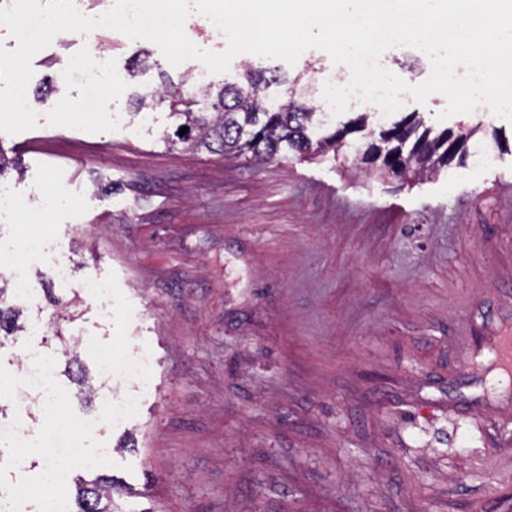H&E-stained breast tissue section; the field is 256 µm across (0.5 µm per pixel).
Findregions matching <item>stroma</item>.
Segmentation results:
<instances>
[{
  "mask_svg": "<svg viewBox=\"0 0 512 512\" xmlns=\"http://www.w3.org/2000/svg\"><path fill=\"white\" fill-rule=\"evenodd\" d=\"M101 48L109 121L81 112L70 74L89 48L63 32L32 60L30 88L53 89L37 127L0 132L20 161L0 174V248L36 237L50 252L29 268L24 317L40 333L0 338V426L24 420L35 444L0 442V492L36 483L70 439L96 451L72 475L130 488L128 512H512V386L478 361L512 332V121L479 108L441 121L443 96H407L401 114L435 130L480 124L465 166L360 170L355 133L339 156L255 167L159 144L166 105L134 113L135 95L190 83L200 61L170 65L118 33ZM247 65L341 72L318 49L293 65L243 53L214 86ZM385 67L412 85L431 71L409 47ZM59 329L92 373L99 352L150 351L128 422L76 434L100 400L65 375ZM30 348L53 360L59 403L20 388Z\"/></svg>",
  "mask_w": 512,
  "mask_h": 512,
  "instance_id": "obj_1",
  "label": "stroma"
}]
</instances>
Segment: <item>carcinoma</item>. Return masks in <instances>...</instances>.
Listing matches in <instances>:
<instances>
[{
	"label": "carcinoma",
	"instance_id": "obj_1",
	"mask_svg": "<svg viewBox=\"0 0 512 512\" xmlns=\"http://www.w3.org/2000/svg\"><path fill=\"white\" fill-rule=\"evenodd\" d=\"M241 84H226L219 89L211 111L197 112L196 95L209 96L211 86L174 94L157 88L135 100L136 111L168 103L169 115L177 121L173 131L162 132L161 142L171 148L206 149L226 156L245 157L264 164L288 151L300 157L313 158L330 151L336 153L349 135L365 132L368 141L356 154L357 165L372 168L383 175L406 177L432 173L455 162L465 165L470 156L468 140L474 131L459 126L457 131L445 129L432 134L421 117L412 112L379 132L368 129V118L360 116L339 127L327 128L321 113L306 100L308 90L298 88L300 77H266L252 69L243 74ZM273 83L285 86L286 99L270 100L264 89ZM187 128L179 135L180 128ZM6 289L0 287V334L15 336L26 330L24 310L6 302ZM68 367H76L77 383L92 391L91 376L81 364L79 343L65 349ZM74 512H127L122 505V487L105 476L74 480Z\"/></svg>",
	"mask_w": 512,
	"mask_h": 512
}]
</instances>
